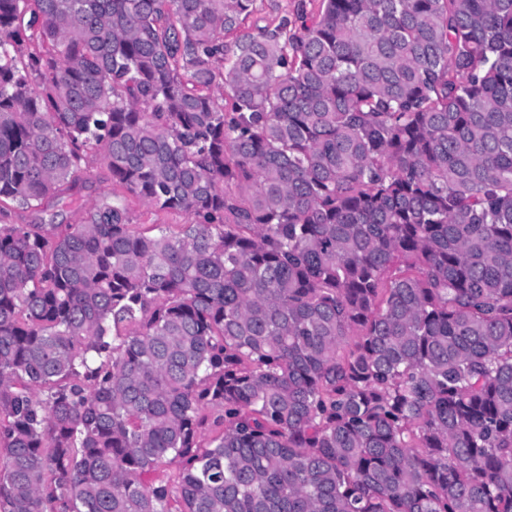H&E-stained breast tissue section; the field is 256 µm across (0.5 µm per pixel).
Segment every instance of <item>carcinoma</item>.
Segmentation results:
<instances>
[{
    "label": "carcinoma",
    "mask_w": 512,
    "mask_h": 512,
    "mask_svg": "<svg viewBox=\"0 0 512 512\" xmlns=\"http://www.w3.org/2000/svg\"><path fill=\"white\" fill-rule=\"evenodd\" d=\"M255 11L0 0V512H512V0ZM257 10L240 26L237 34L245 35L255 31V25L277 26L282 17L291 18L297 11L317 9L318 2L311 0H257ZM113 188L118 195H123L126 198L124 203L131 224H186V218L181 214L150 207L141 200L124 194L119 186H113L111 174L99 155L88 158L83 179L65 194L64 202L73 200L72 205L52 199L45 203L42 211H12L7 222L14 224L44 222L48 224L52 215L58 214L55 224L79 223L85 215V210L98 201L102 195L106 193L112 195Z\"/></svg>",
    "instance_id": "obj_1"
}]
</instances>
